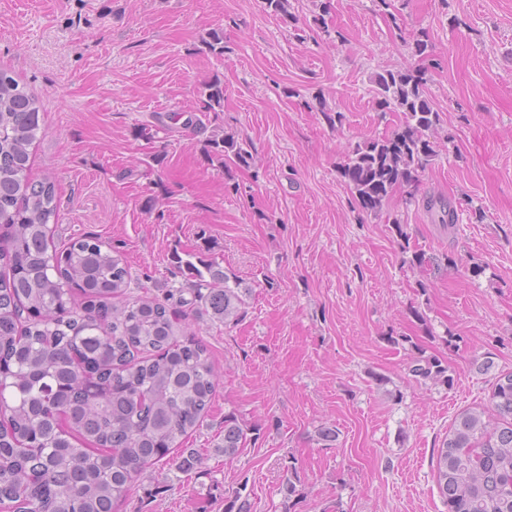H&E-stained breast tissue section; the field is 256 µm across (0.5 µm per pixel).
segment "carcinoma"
<instances>
[{
  "label": "carcinoma",
  "mask_w": 512,
  "mask_h": 512,
  "mask_svg": "<svg viewBox=\"0 0 512 512\" xmlns=\"http://www.w3.org/2000/svg\"><path fill=\"white\" fill-rule=\"evenodd\" d=\"M376 99L404 122L358 144L341 167L355 204L376 212L398 185L419 179L433 157L439 113L422 73L377 75ZM224 108V85L208 84L179 128L206 126ZM44 132L35 97L0 71V512H117L135 481L193 434L216 392L206 345L177 309L231 324L251 289L211 263L176 261L193 287L127 298L122 253L86 235L58 245L51 178H29L31 146ZM208 155L248 169V145L213 129ZM414 376L453 387L448 365L417 360ZM247 426L224 416V456L238 454ZM448 512H512V371L495 376L489 402L459 413L436 455Z\"/></svg>",
  "instance_id": "cac0c4a2"
}]
</instances>
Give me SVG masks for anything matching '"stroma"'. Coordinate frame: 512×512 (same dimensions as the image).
<instances>
[{
    "instance_id": "obj_1",
    "label": "stroma",
    "mask_w": 512,
    "mask_h": 512,
    "mask_svg": "<svg viewBox=\"0 0 512 512\" xmlns=\"http://www.w3.org/2000/svg\"><path fill=\"white\" fill-rule=\"evenodd\" d=\"M321 3L289 0L282 17L264 0H0V69L45 110L31 176L59 185L56 242L120 250L133 299L173 282L178 257L252 290L239 322L186 324L217 379L186 442L201 464L170 454L121 512H225L238 496L249 512H448L437 449L512 371V0ZM422 37L433 56L415 55ZM405 67L426 73L437 154L416 190L365 213L340 167L402 124L373 88ZM215 80L211 125L246 139L250 169L224 170L201 133L136 136L196 111ZM431 200L455 206V224ZM422 357L447 361L454 386L414 377ZM228 414L249 429L231 459Z\"/></svg>"
}]
</instances>
